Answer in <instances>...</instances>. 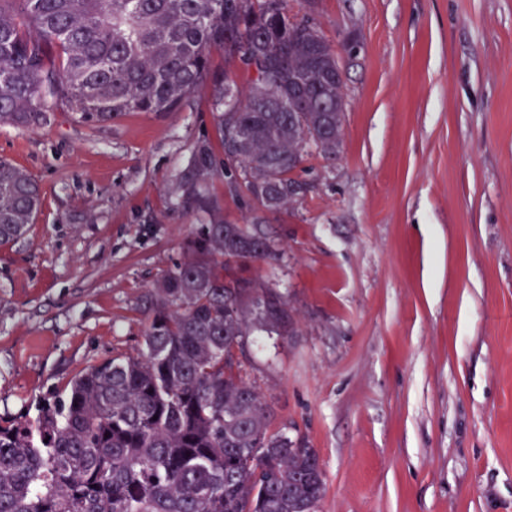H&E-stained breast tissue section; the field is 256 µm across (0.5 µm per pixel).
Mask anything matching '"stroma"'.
I'll list each match as a JSON object with an SVG mask.
<instances>
[{
    "mask_svg": "<svg viewBox=\"0 0 512 512\" xmlns=\"http://www.w3.org/2000/svg\"><path fill=\"white\" fill-rule=\"evenodd\" d=\"M336 50L340 149L309 150L274 257L242 274L288 299L289 336L248 338L272 430L316 449L319 512H512V0H286ZM208 92L165 116L0 126L41 185L0 245V417L142 344L141 295L198 222L173 189L215 138Z\"/></svg>",
    "mask_w": 512,
    "mask_h": 512,
    "instance_id": "35a3bbf8",
    "label": "stroma"
}]
</instances>
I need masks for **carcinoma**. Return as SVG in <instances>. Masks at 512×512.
Returning <instances> with one entry per match:
<instances>
[{
  "label": "carcinoma",
  "instance_id": "1",
  "mask_svg": "<svg viewBox=\"0 0 512 512\" xmlns=\"http://www.w3.org/2000/svg\"><path fill=\"white\" fill-rule=\"evenodd\" d=\"M283 2L0 0V126H46L60 110L94 125L166 115L205 89L220 146L199 141L178 178L200 224L140 297V351L75 376L34 419L0 422V512H319L316 450L269 431V407L228 360L255 327L290 332L285 297L235 275L275 244L224 221L208 189L228 159L233 191L278 212L307 137L336 157L338 55ZM214 50L256 74L230 89ZM41 204L38 183L0 159V243Z\"/></svg>",
  "mask_w": 512,
  "mask_h": 512
}]
</instances>
